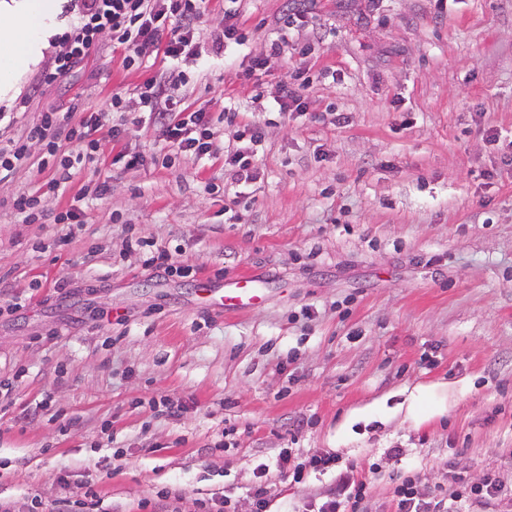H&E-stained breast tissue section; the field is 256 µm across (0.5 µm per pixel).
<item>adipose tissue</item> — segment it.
<instances>
[{
    "label": "adipose tissue",
    "mask_w": 512,
    "mask_h": 512,
    "mask_svg": "<svg viewBox=\"0 0 512 512\" xmlns=\"http://www.w3.org/2000/svg\"><path fill=\"white\" fill-rule=\"evenodd\" d=\"M58 10L57 0H0V11L12 18L0 26V98H7L41 60Z\"/></svg>",
    "instance_id": "1"
}]
</instances>
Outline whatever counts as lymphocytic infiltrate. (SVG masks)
Returning <instances> with one entry per match:
<instances>
[{"label": "lymphocytic infiltrate", "instance_id": "1", "mask_svg": "<svg viewBox=\"0 0 512 512\" xmlns=\"http://www.w3.org/2000/svg\"><path fill=\"white\" fill-rule=\"evenodd\" d=\"M207 10V0H80L76 24L65 32L66 49L57 56L53 72L46 74L52 83L67 76L97 47L101 37H109L114 47L123 49L130 65H142L156 51H163L170 60L190 54L196 34V24ZM177 77L146 80L139 99L144 111L154 123L165 128L173 147L204 158L219 149L216 133L206 113L186 114L178 111L175 87ZM121 95H113L110 110L96 111L72 129L77 140L89 132L106 129L112 139L132 135L134 122L113 121V113L122 111ZM315 470H335L336 488L319 503L305 504L303 512H364L368 495L366 482L357 475L354 465H339L336 456L325 454L312 459ZM453 490L438 496L422 492L418 474L411 473L396 483L393 490L394 512H469L477 500H508L512 492L504 491L493 477L471 484L455 477Z\"/></svg>", "mask_w": 512, "mask_h": 512}]
</instances>
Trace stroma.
Listing matches in <instances>:
<instances>
[{"label":"stroma","mask_w":512,"mask_h":512,"mask_svg":"<svg viewBox=\"0 0 512 512\" xmlns=\"http://www.w3.org/2000/svg\"><path fill=\"white\" fill-rule=\"evenodd\" d=\"M302 7L210 0L174 67L183 108L208 113L221 142L261 126L259 177L240 198L223 154L171 151L143 111L139 87L173 68L163 54L130 67L105 36L49 84L56 38L0 101L5 137L49 111L78 127L116 93L139 122L118 142L95 133L64 194L47 191L62 168L41 142L0 178V380L14 384L0 394V502L11 512H144L162 491L168 512L223 499L251 512L261 482L271 512H293L334 488L335 472L311 466L323 454L368 479L369 512H393L394 482L411 470L424 490L450 491L455 473L512 489V144L487 135L512 132V0H317L294 19ZM228 8L245 46L221 54L212 36ZM292 75L308 83L301 116L271 109ZM102 181L112 190L99 199ZM23 192L43 221L13 210ZM69 212L78 229L60 222ZM132 236L190 275L145 269ZM241 273L264 303L212 308L200 279ZM16 297L25 305L9 311Z\"/></svg>","instance_id":"stroma-1"}]
</instances>
